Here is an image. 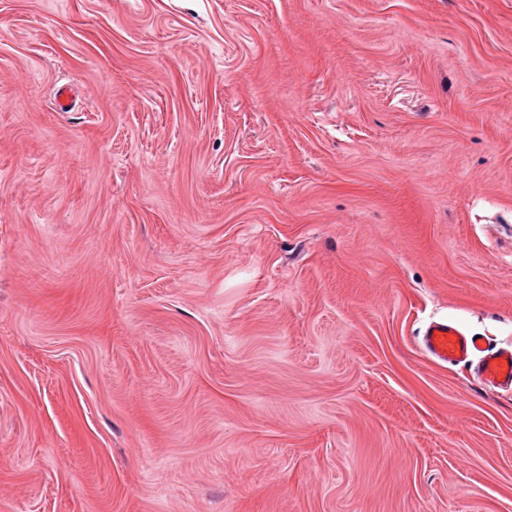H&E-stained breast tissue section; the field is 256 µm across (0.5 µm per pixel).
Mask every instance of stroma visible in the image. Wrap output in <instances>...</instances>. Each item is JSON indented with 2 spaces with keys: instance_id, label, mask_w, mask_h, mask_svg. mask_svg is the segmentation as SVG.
Instances as JSON below:
<instances>
[{
  "instance_id": "35a3bbf8",
  "label": "stroma",
  "mask_w": 512,
  "mask_h": 512,
  "mask_svg": "<svg viewBox=\"0 0 512 512\" xmlns=\"http://www.w3.org/2000/svg\"><path fill=\"white\" fill-rule=\"evenodd\" d=\"M438 319L512 348V0H0V512H512Z\"/></svg>"
}]
</instances>
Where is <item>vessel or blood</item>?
Returning a JSON list of instances; mask_svg holds the SVG:
<instances>
[{
	"mask_svg": "<svg viewBox=\"0 0 512 512\" xmlns=\"http://www.w3.org/2000/svg\"><path fill=\"white\" fill-rule=\"evenodd\" d=\"M423 345L436 360L460 362L477 357V375L493 386L512 385V350H489L479 337L468 335L456 324L434 321L422 332Z\"/></svg>",
	"mask_w": 512,
	"mask_h": 512,
	"instance_id": "vessel-or-blood-1",
	"label": "vessel or blood"
}]
</instances>
